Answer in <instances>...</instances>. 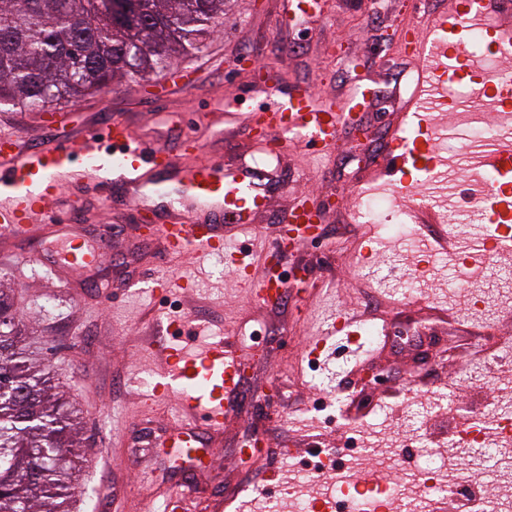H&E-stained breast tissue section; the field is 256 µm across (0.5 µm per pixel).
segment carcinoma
<instances>
[{"label": "carcinoma", "mask_w": 512, "mask_h": 512, "mask_svg": "<svg viewBox=\"0 0 512 512\" xmlns=\"http://www.w3.org/2000/svg\"><path fill=\"white\" fill-rule=\"evenodd\" d=\"M225 0H0V107L42 111L204 45ZM0 288V512H68V421Z\"/></svg>", "instance_id": "carcinoma-1"}]
</instances>
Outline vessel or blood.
Wrapping results in <instances>:
<instances>
[{
    "label": "vessel or blood",
    "mask_w": 512,
    "mask_h": 512,
    "mask_svg": "<svg viewBox=\"0 0 512 512\" xmlns=\"http://www.w3.org/2000/svg\"><path fill=\"white\" fill-rule=\"evenodd\" d=\"M490 15L495 21L487 28L486 42L500 57H511L512 0H448L445 12L412 17L404 26L412 37L410 54L418 62L419 78L409 110L392 131L384 164L373 172L371 183L400 197L412 185L413 170L437 166L432 100L440 89L462 82L469 68L472 21ZM263 92L261 108L245 113L244 119L249 126L261 127L260 145H274L283 155L294 134L305 135L309 146L330 147L352 118L335 104L316 100L305 83L285 92L267 83ZM204 153L194 132L184 133L170 148L139 138L126 121L112 116L84 128L78 137L43 146L25 144L18 131H0V184L8 188L0 197V233L25 241L33 236L83 241L78 252L37 248L26 253L25 260L54 275L85 271L100 259V249L87 241L83 223L87 207L99 199L112 209L150 214L145 239L159 242L165 257L223 255L260 304L282 303L288 287L280 275L268 270L254 279L245 254L232 248L224 235L228 225L242 233L252 231L256 209L271 197L275 173L250 165L227 169L205 160ZM484 165L491 175L490 220H511L512 201L499 189L512 183V148L488 152ZM311 219L306 201L291 206L284 219L289 232L278 235V243L303 245L305 239L297 231ZM153 351L161 362L154 394L176 397L180 410L171 445L199 457L202 448L223 434L229 400L241 391L244 359L236 340L219 337L197 354L161 341ZM161 510L197 512L194 485L164 491Z\"/></svg>",
    "instance_id": "obj_1"
}]
</instances>
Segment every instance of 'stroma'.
I'll return each mask as SVG.
<instances>
[{"label":"stroma","instance_id":"35a3bbf8","mask_svg":"<svg viewBox=\"0 0 512 512\" xmlns=\"http://www.w3.org/2000/svg\"><path fill=\"white\" fill-rule=\"evenodd\" d=\"M446 6V0H329L324 16L309 23L289 10L288 0H229L223 25L204 47L175 60V80L112 83L73 104L63 124H44L37 111L0 110V130L22 131L30 143L71 137L112 115L155 143L169 144L180 132L195 131L206 158L231 165L258 152L244 120L227 119L217 128L195 124L194 117L242 96L260 102L255 71H267L284 91L313 84L319 99L339 106L363 90L375 93L364 118L368 141L346 130L327 156L299 141L288 156L271 157L272 167L286 175L284 187L256 212L260 234L239 233L230 241L247 250L250 261H259L263 247L277 236L275 215L301 193L335 199L319 239L284 252L289 283L281 305L258 304L215 257L165 258L158 244L142 243L134 215L119 216L103 203L91 209L88 224L111 225L112 250L84 295L39 267L18 262L30 243L0 244L11 252L0 261V283L8 286L18 318L33 333L34 358L49 365L83 428L70 512H143L160 490L186 480L209 499L236 493L227 512H261L267 504L294 512L289 480L265 487L259 468L268 445L303 437L310 427L337 463L358 457L383 480L413 474L429 459L453 461L464 479L483 474L488 490L496 480L512 478V461L494 463L481 449L448 445L465 422L500 402L503 384L512 379L507 364L497 366L489 380L478 368L498 340H512V291L488 279L449 290L454 272L448 256L434 250L432 229L423 225L408 238L380 233L373 263H358V186L376 168L391 120L403 111L418 76L416 62L401 52L399 25L413 11L433 14ZM242 55L249 56V67L230 70V62ZM434 118L453 135L438 143L437 153L458 167L455 193L445 203L435 197L433 184L419 182L417 190L436 213L434 230L461 248L491 225L484 211L464 199L473 147L457 122L456 106L435 111ZM170 275L192 279V291L152 293L153 281ZM409 282L418 286L412 300L402 293ZM477 296L495 311V327L474 314ZM343 307L358 310L375 341L361 348L334 342L326 365L304 356L308 337ZM195 324L210 327L215 337L237 336L248 359L242 393L212 443L211 462L193 466L174 448L141 457L133 451L137 430H166L177 415L175 401H147L152 389L147 379L159 366L150 348L177 328L181 341L202 346V339L189 336ZM269 389L274 396L267 401L263 395ZM355 425L367 436L396 442L411 435L413 462L399 459L385 470L366 449L352 451L348 437Z\"/></svg>","mask_w":512,"mask_h":512}]
</instances>
